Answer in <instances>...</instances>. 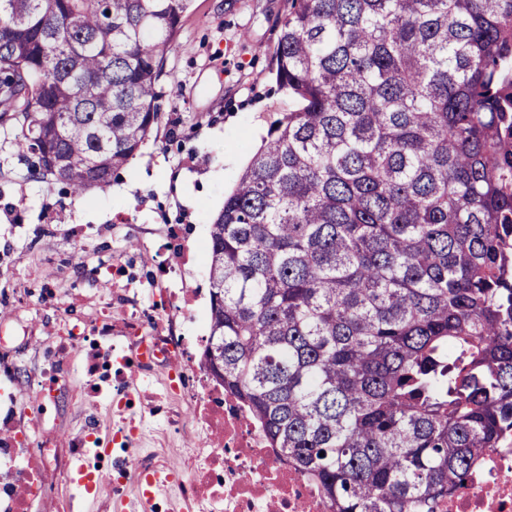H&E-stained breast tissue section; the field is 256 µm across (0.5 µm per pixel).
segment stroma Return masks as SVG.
<instances>
[{
    "instance_id": "obj_1",
    "label": "stroma",
    "mask_w": 512,
    "mask_h": 512,
    "mask_svg": "<svg viewBox=\"0 0 512 512\" xmlns=\"http://www.w3.org/2000/svg\"><path fill=\"white\" fill-rule=\"evenodd\" d=\"M288 9V0H193L165 57L158 128L107 191L77 200L54 180L29 179L16 132L0 130V319L32 329L11 376L20 396L53 354L58 315L36 275L66 259L71 225L108 251L134 241L126 256L149 282L168 226H180L188 249L208 241L270 121L297 107L271 79Z\"/></svg>"
}]
</instances>
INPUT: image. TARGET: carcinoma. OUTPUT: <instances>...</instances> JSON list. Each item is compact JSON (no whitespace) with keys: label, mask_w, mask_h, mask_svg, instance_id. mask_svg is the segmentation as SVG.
<instances>
[{"label":"carcinoma","mask_w":512,"mask_h":512,"mask_svg":"<svg viewBox=\"0 0 512 512\" xmlns=\"http://www.w3.org/2000/svg\"><path fill=\"white\" fill-rule=\"evenodd\" d=\"M210 224L204 361L332 512H437L512 446V0H290ZM191 0H0V126L104 190Z\"/></svg>","instance_id":"carcinoma-1"}]
</instances>
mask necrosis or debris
<instances>
[{"instance_id": "4bbe7bcc", "label": "necrosis or debris", "mask_w": 512, "mask_h": 512, "mask_svg": "<svg viewBox=\"0 0 512 512\" xmlns=\"http://www.w3.org/2000/svg\"><path fill=\"white\" fill-rule=\"evenodd\" d=\"M72 237L84 280L125 289L127 296L78 320L66 302H57L64 332L49 378L37 380L25 399L0 387V512H43L49 483L61 474L88 493L104 485L137 486L151 476L154 483L141 498L147 508L173 488L186 512H331L323 493L268 446L247 408L194 354L187 334L194 295L177 296L162 282L142 289L120 253L87 262L83 225H73ZM76 392L105 408L112 422L88 417L81 434L63 444L42 418L48 404ZM138 410L162 416L169 428L193 424L194 448L176 460H113L114 449L135 447ZM440 512H512V447L486 453Z\"/></svg>"}]
</instances>
